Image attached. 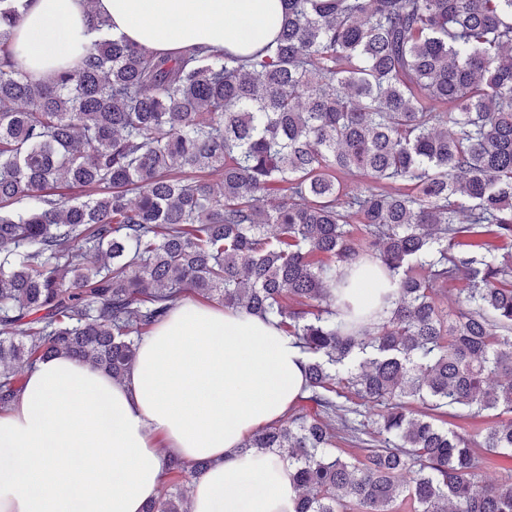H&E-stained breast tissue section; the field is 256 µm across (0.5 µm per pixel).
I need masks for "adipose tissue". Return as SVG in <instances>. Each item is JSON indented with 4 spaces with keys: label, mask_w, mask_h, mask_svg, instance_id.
Returning <instances> with one entry per match:
<instances>
[{
    "label": "adipose tissue",
    "mask_w": 512,
    "mask_h": 512,
    "mask_svg": "<svg viewBox=\"0 0 512 512\" xmlns=\"http://www.w3.org/2000/svg\"><path fill=\"white\" fill-rule=\"evenodd\" d=\"M14 49L34 79L74 63L90 11L156 53L253 52L238 33L278 31L283 0H26ZM306 359L274 320L185 300L139 344L116 380L59 354L37 361L0 410V512H144L164 462L205 460L191 512H292L291 469L243 442L286 417Z\"/></svg>",
    "instance_id": "ef3b65f1"
}]
</instances>
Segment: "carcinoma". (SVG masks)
<instances>
[{"mask_svg":"<svg viewBox=\"0 0 512 512\" xmlns=\"http://www.w3.org/2000/svg\"><path fill=\"white\" fill-rule=\"evenodd\" d=\"M287 2L246 58L93 13L42 81L0 0V409L40 358L122 378L191 292L306 356L314 414L241 446L293 467V512H512V474L484 480L512 456V0ZM346 267L395 282L385 316L335 295ZM206 468L168 459L146 512H189Z\"/></svg>","mask_w":512,"mask_h":512,"instance_id":"1","label":"carcinoma"}]
</instances>
